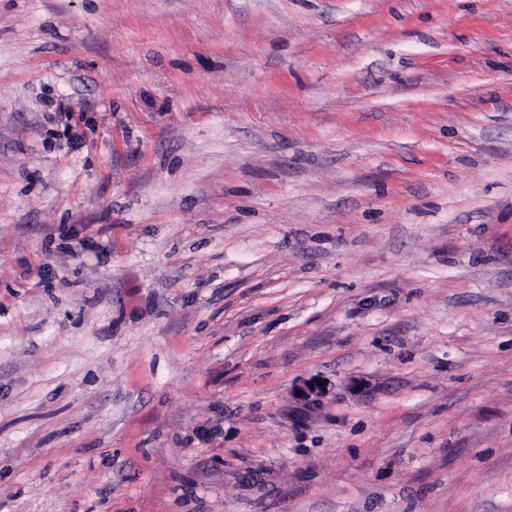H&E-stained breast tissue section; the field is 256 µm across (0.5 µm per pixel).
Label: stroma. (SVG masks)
I'll return each mask as SVG.
<instances>
[{
  "instance_id": "obj_1",
  "label": "stroma",
  "mask_w": 512,
  "mask_h": 512,
  "mask_svg": "<svg viewBox=\"0 0 512 512\" xmlns=\"http://www.w3.org/2000/svg\"><path fill=\"white\" fill-rule=\"evenodd\" d=\"M0 512H512V0H0Z\"/></svg>"
}]
</instances>
